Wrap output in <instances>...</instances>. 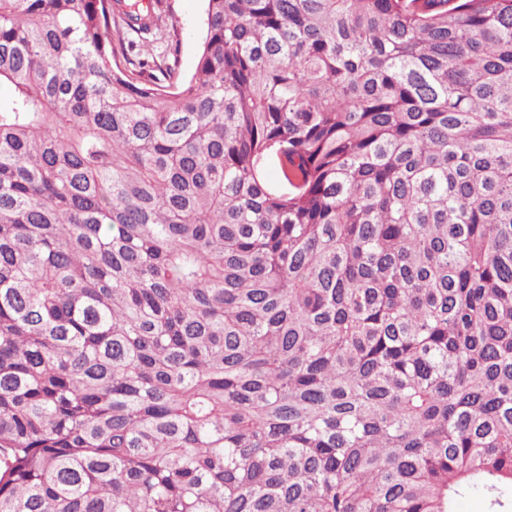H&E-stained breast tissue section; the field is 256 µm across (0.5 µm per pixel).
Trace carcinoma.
I'll list each match as a JSON object with an SVG mask.
<instances>
[{
	"mask_svg": "<svg viewBox=\"0 0 512 512\" xmlns=\"http://www.w3.org/2000/svg\"><path fill=\"white\" fill-rule=\"evenodd\" d=\"M135 6L0 0V512H512V0ZM205 4L204 0L160 1L159 12L170 30L172 38L178 39L179 64L185 77L191 76L195 70Z\"/></svg>",
	"mask_w": 512,
	"mask_h": 512,
	"instance_id": "carcinoma-1",
	"label": "carcinoma"
}]
</instances>
